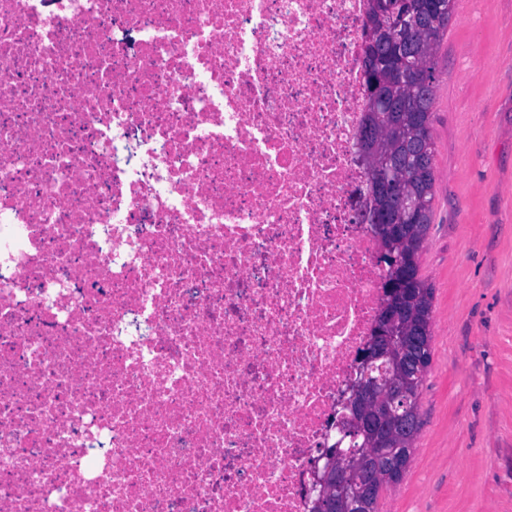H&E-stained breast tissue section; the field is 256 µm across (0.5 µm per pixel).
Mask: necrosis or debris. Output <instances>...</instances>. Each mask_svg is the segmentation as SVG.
I'll use <instances>...</instances> for the list:
<instances>
[{"mask_svg":"<svg viewBox=\"0 0 512 512\" xmlns=\"http://www.w3.org/2000/svg\"><path fill=\"white\" fill-rule=\"evenodd\" d=\"M364 0H0V512H311L383 301Z\"/></svg>","mask_w":512,"mask_h":512,"instance_id":"necrosis-or-debris-1","label":"necrosis or debris"}]
</instances>
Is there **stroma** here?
Wrapping results in <instances>:
<instances>
[{"label": "stroma", "mask_w": 512, "mask_h": 512, "mask_svg": "<svg viewBox=\"0 0 512 512\" xmlns=\"http://www.w3.org/2000/svg\"><path fill=\"white\" fill-rule=\"evenodd\" d=\"M421 430L378 512H512V0H454L435 59Z\"/></svg>", "instance_id": "stroma-1"}]
</instances>
